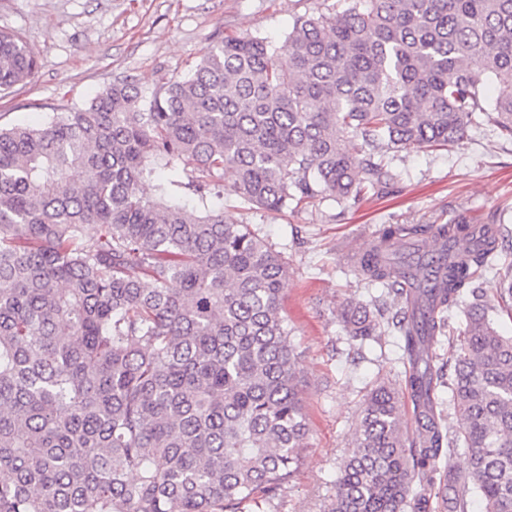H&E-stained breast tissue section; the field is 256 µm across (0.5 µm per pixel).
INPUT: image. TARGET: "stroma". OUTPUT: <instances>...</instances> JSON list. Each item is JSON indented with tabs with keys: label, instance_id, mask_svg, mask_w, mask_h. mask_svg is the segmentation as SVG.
<instances>
[{
	"label": "stroma",
	"instance_id": "stroma-1",
	"mask_svg": "<svg viewBox=\"0 0 512 512\" xmlns=\"http://www.w3.org/2000/svg\"><path fill=\"white\" fill-rule=\"evenodd\" d=\"M314 0H0V29L23 36L36 54L32 81L0 94V123L28 122L83 103L115 81L145 93L184 77L219 36L284 39ZM392 188L358 203L323 201L276 214L224 197L227 220L250 225L288 259L280 314L302 357L300 376L309 424L302 463L260 512H326L360 419L364 395L379 380L404 378L400 339L347 340L337 319L350 299L368 300L342 257L365 251L386 224H445L461 213L484 224L500 216L512 261V144L491 125L472 129L447 150L414 148L389 159Z\"/></svg>",
	"mask_w": 512,
	"mask_h": 512
}]
</instances>
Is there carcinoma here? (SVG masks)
Listing matches in <instances>:
<instances>
[{
  "instance_id": "obj_1",
  "label": "carcinoma",
  "mask_w": 512,
  "mask_h": 512,
  "mask_svg": "<svg viewBox=\"0 0 512 512\" xmlns=\"http://www.w3.org/2000/svg\"><path fill=\"white\" fill-rule=\"evenodd\" d=\"M346 2L279 44L219 37L149 96L122 80L40 126L0 125V512H244L298 470L288 261L212 189L229 168L244 203L295 213L386 189L392 150L484 124L512 143V84L487 94L512 71V0ZM37 67L0 29V93ZM404 237L412 251L390 252ZM503 249L497 224H387L354 260L384 292L347 301L343 330L400 337L408 370L365 395L328 512H512V336L478 288L501 270L512 302ZM463 303L440 362L430 347ZM460 448L467 469H441Z\"/></svg>"
}]
</instances>
